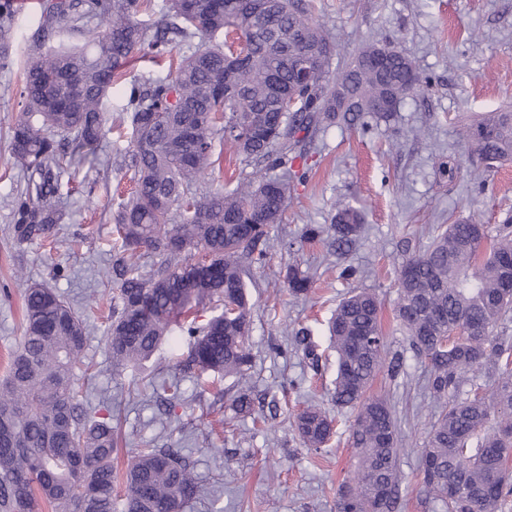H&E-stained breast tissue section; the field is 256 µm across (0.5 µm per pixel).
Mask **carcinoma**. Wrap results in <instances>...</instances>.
Instances as JSON below:
<instances>
[{"label":"carcinoma","instance_id":"carcinoma-1","mask_svg":"<svg viewBox=\"0 0 512 512\" xmlns=\"http://www.w3.org/2000/svg\"><path fill=\"white\" fill-rule=\"evenodd\" d=\"M251 14L253 0H167V28L195 49L173 73L132 86L128 106L129 164L134 189L119 204L113 228L120 268L117 310L106 330L112 369L149 360L169 337L187 336L185 366L197 375L237 378V412L251 400L246 376L250 306L245 277L265 264L268 230L288 207L294 146L343 118L389 120L375 105L423 92L429 79L391 43L363 42L350 64L330 71L338 53L324 21L302 0H273ZM151 0H42L43 38L67 31L81 45H59L28 57L20 92L25 112L11 128L10 159L25 191L15 201L20 244L53 238L63 220V175L97 158L108 132L104 101L132 54L162 57L166 33L135 20ZM14 0H0V63L12 52ZM94 19L105 30L89 27ZM235 34L224 44L217 35ZM295 102L283 111L284 103ZM489 131L486 137L482 132ZM74 149H62L57 137ZM260 158L280 174L246 177L235 189L191 192L215 173L217 148ZM467 154L485 169L512 161V108L479 116L468 128ZM363 213L336 205L329 227L311 225L308 240L333 233L349 247ZM156 261L144 270V252ZM289 293H308L311 277L292 264ZM220 312L203 327L193 314ZM381 301L367 290L342 299L329 324L336 353L333 401L353 411L357 464L341 486L336 512H394L403 483L397 420L389 399L371 393L383 373L402 369L389 356ZM413 353L428 367L426 390L438 407L420 456L424 491L446 512H504L512 496V344L494 330L512 313V218L491 238L471 217L448 225L403 263L394 308ZM24 333L0 382V512H185L198 479L173 448H142L126 464L125 490L115 498L112 415L78 400L86 322L53 289L32 285L23 307ZM476 325L480 336L464 334ZM295 338L310 365L319 356L308 333ZM302 443L319 452L334 433L317 406L297 415Z\"/></svg>","mask_w":512,"mask_h":512}]
</instances>
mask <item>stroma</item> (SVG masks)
<instances>
[{"label": "stroma", "mask_w": 512, "mask_h": 512, "mask_svg": "<svg viewBox=\"0 0 512 512\" xmlns=\"http://www.w3.org/2000/svg\"><path fill=\"white\" fill-rule=\"evenodd\" d=\"M326 30L341 47L342 68L363 40L394 43L429 77L425 93L407 97L391 122L320 128L303 149L310 169L294 181L281 223L269 231L265 267L252 268L248 342L252 363V414L235 415L233 379L200 388L181 365L188 339L175 336L142 367L114 373L105 344L112 290V228L119 198L129 185L124 163L129 139L108 134L103 164L82 168L63 197L66 213L54 244H18L13 236L15 200L25 187L8 148L10 126L24 102L21 64L35 50L43 22L31 0H18L11 61L0 66V377L22 334L23 294L42 283L83 312L89 337L81 352L90 371L79 385L85 402L109 410L124 441L113 465L124 473L129 453L143 442L176 448L194 465L204 495L186 512H336V491L354 468L347 431L350 411L337 417V432L323 452L301 443L292 422L315 403L332 410L335 352L327 324L338 302L356 289L382 301L381 324L390 353L400 355L397 380L380 376L398 421L404 475L397 512H443L426 500L420 453L435 406L425 389L427 366L409 349L394 316L397 269L429 241L434 228L473 216L496 234L512 215V163L474 178L464 125L483 112L512 104V0H315ZM168 59L135 56L105 103L116 117L131 86L166 76ZM360 209L363 232L346 255L328 239L305 240L307 225L330 223L337 202ZM313 278L306 297L289 295L282 283L289 264ZM355 268L342 279L340 271ZM307 328L321 356L312 369L294 332ZM179 377L182 396L154 393L151 375Z\"/></svg>", "instance_id": "obj_1"}]
</instances>
